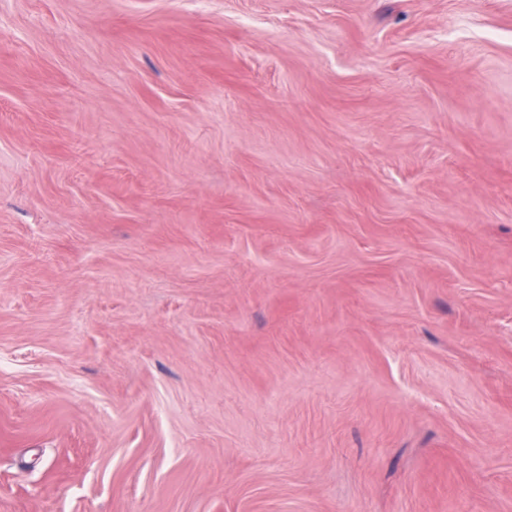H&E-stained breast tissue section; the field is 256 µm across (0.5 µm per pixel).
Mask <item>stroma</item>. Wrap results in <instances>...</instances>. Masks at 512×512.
<instances>
[{"label":"stroma","instance_id":"obj_1","mask_svg":"<svg viewBox=\"0 0 512 512\" xmlns=\"http://www.w3.org/2000/svg\"><path fill=\"white\" fill-rule=\"evenodd\" d=\"M0 512H512V0H0Z\"/></svg>","mask_w":512,"mask_h":512}]
</instances>
